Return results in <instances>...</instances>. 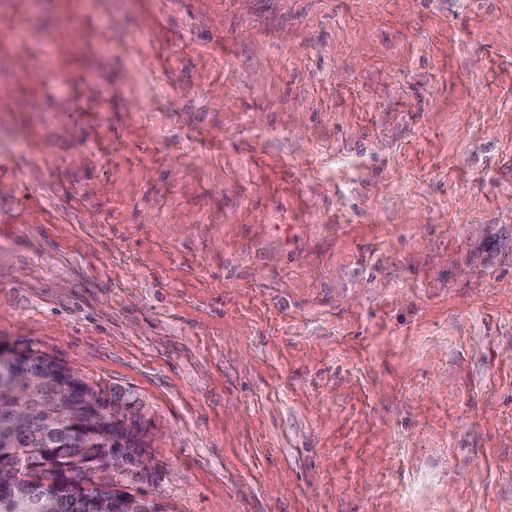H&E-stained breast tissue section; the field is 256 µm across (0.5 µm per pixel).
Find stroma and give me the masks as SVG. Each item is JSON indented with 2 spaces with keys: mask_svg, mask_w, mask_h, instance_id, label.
Listing matches in <instances>:
<instances>
[{
  "mask_svg": "<svg viewBox=\"0 0 512 512\" xmlns=\"http://www.w3.org/2000/svg\"><path fill=\"white\" fill-rule=\"evenodd\" d=\"M0 348L160 512H512V0H0Z\"/></svg>",
  "mask_w": 512,
  "mask_h": 512,
  "instance_id": "stroma-1",
  "label": "stroma"
}]
</instances>
